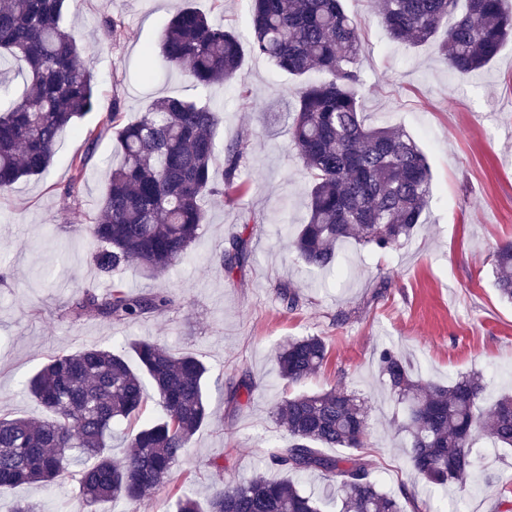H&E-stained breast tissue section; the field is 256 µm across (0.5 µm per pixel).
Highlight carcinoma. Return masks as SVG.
<instances>
[{
    "label": "carcinoma",
    "mask_w": 512,
    "mask_h": 512,
    "mask_svg": "<svg viewBox=\"0 0 512 512\" xmlns=\"http://www.w3.org/2000/svg\"><path fill=\"white\" fill-rule=\"evenodd\" d=\"M64 2L0 0V63L12 59L27 66L22 94L0 98V191L22 177L44 174L59 131L95 105L86 48L62 24ZM465 2L439 42V26L455 13L458 0H379L376 15L392 40L414 47L435 42L449 66L467 75L512 40V14L502 0ZM247 25L251 50L277 68L295 77L312 70L325 74L295 89L287 113L293 149L309 178L307 220L292 241L298 257L310 269H323L333 262L337 244L349 238L380 250L400 246L421 223L431 172L406 132L366 123L357 23L341 0H250ZM159 47L162 64L183 70L203 89L232 80L242 60L238 34L190 6L171 17ZM218 122L217 109L189 99H157L135 121L125 120L120 102H112L103 126L115 131L120 154L112 162L100 217L88 227L96 244L92 261L107 290L74 298L65 309L70 320L135 322L172 305L163 290L127 293L119 274L134 259L149 275H163L187 256L205 223L207 200L238 201L245 146L218 145ZM248 259L241 239L220 257L231 267ZM493 271L501 297L511 301L512 242L497 247ZM130 352L138 360L135 368ZM326 358L320 336L290 339L275 356L280 377L291 384L316 374ZM378 365L390 396L404 405L403 417L391 425L406 434L408 462L427 482H463L480 434L512 447V396L485 404L480 376H458L446 385L415 379L407 358L390 347L381 350ZM212 387L221 389V379L211 378L201 360L156 342L54 355L23 383V392L48 417L0 416V488L50 486L80 464L78 502L84 512L108 502L137 504L169 479L194 434L215 418ZM253 392L243 378L228 387L227 400L239 406ZM150 402L159 415L127 435L130 452L123 463H113L114 425L139 417ZM369 413L365 400L344 389L284 397L273 415L291 442L270 456L271 464L292 474L321 471L335 478L342 490L339 512H421L407 492L381 490L360 455L321 451L364 447ZM177 512H320V506L290 481L257 474L216 487L204 504L180 497Z\"/></svg>",
    "instance_id": "1"
}]
</instances>
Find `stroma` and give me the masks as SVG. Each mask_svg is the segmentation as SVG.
<instances>
[{
    "label": "stroma",
    "mask_w": 512,
    "mask_h": 512,
    "mask_svg": "<svg viewBox=\"0 0 512 512\" xmlns=\"http://www.w3.org/2000/svg\"><path fill=\"white\" fill-rule=\"evenodd\" d=\"M177 0H66L63 21L89 45L86 65L94 76L96 105L58 134L46 174L19 180L0 194V412L42 418L46 412L20 390L24 375L50 356L100 345L148 339L176 353L196 354L225 383L249 374L255 391L234 408L225 392L213 393L214 420L193 436L171 480L141 502L137 512H174L177 498L210 497L215 483L241 481L256 471L284 478L268 451L289 438L272 416L290 388L278 373L276 348L300 336L323 337L325 366L301 384L304 392L343 388L373 405L360 454L382 490H407L429 512H512V449L476 438L475 464L465 485L441 490L407 460L404 434L390 428L396 406L382 387L378 353L405 354L414 374L439 383L477 372L488 399L512 392V303L495 285L492 253L512 241V44L483 69L459 75L435 46L392 42L380 26L374 0H344L358 24L363 54L361 100L368 123L403 129L426 154L431 193L413 236L393 250L339 245L327 271H308L289 245L287 228L306 217L308 177L291 148L279 108L296 77L244 49L237 77L203 90L178 68L157 66L144 80L145 49L156 47ZM215 24L248 37V0H192ZM121 29H113V20ZM208 101L220 109L217 141H242L247 160L237 205L211 201L208 220L190 256L151 279L128 263L120 277L127 292L164 289L167 310L135 322L85 318L74 322L64 308L106 283L91 254L87 227L96 221L109 167L119 150L102 119L120 102L136 120L159 97ZM98 131L96 149L80 181L71 162L86 148V130ZM75 195H67L69 183ZM252 223H244V215ZM246 241L244 268L228 269L217 256L232 238ZM299 297L286 309L281 289ZM78 483L66 477L44 487L23 484L0 491V512L17 501L43 512H78Z\"/></svg>",
    "instance_id": "obj_1"
}]
</instances>
